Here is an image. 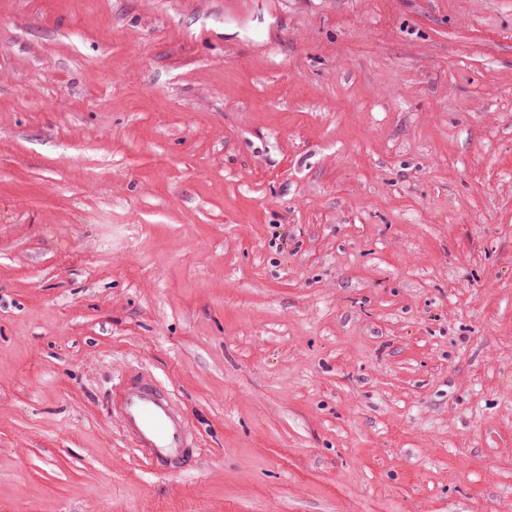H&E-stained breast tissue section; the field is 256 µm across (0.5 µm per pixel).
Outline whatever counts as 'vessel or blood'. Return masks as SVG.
Returning a JSON list of instances; mask_svg holds the SVG:
<instances>
[{
  "mask_svg": "<svg viewBox=\"0 0 512 512\" xmlns=\"http://www.w3.org/2000/svg\"><path fill=\"white\" fill-rule=\"evenodd\" d=\"M112 413L134 451L159 475L181 474L196 464L190 423L155 378L133 369L112 388Z\"/></svg>",
  "mask_w": 512,
  "mask_h": 512,
  "instance_id": "b4317fda",
  "label": "vessel or blood"
}]
</instances>
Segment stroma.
Returning <instances> with one entry per match:
<instances>
[{
	"mask_svg": "<svg viewBox=\"0 0 512 512\" xmlns=\"http://www.w3.org/2000/svg\"><path fill=\"white\" fill-rule=\"evenodd\" d=\"M0 512H512V0H0ZM112 414L155 474H181L196 464L190 423L155 378L132 369L112 387Z\"/></svg>",
	"mask_w": 512,
	"mask_h": 512,
	"instance_id": "obj_1",
	"label": "stroma"
}]
</instances>
